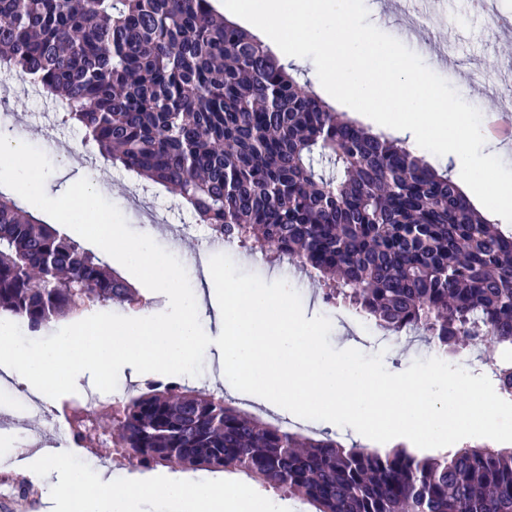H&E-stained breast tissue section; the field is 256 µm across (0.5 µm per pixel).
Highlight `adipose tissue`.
I'll use <instances>...</instances> for the list:
<instances>
[{
  "mask_svg": "<svg viewBox=\"0 0 512 512\" xmlns=\"http://www.w3.org/2000/svg\"><path fill=\"white\" fill-rule=\"evenodd\" d=\"M45 492L60 512H141L142 503L152 500L166 502L176 512H266L264 503L220 481L187 487L133 480L117 488L104 470L92 476L67 470L57 482L47 484Z\"/></svg>",
  "mask_w": 512,
  "mask_h": 512,
  "instance_id": "obj_1",
  "label": "adipose tissue"
}]
</instances>
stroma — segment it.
<instances>
[{
    "mask_svg": "<svg viewBox=\"0 0 512 512\" xmlns=\"http://www.w3.org/2000/svg\"><path fill=\"white\" fill-rule=\"evenodd\" d=\"M368 20L379 30L394 38L402 36L404 14L414 12L412 0H365ZM427 38L446 42L451 65L438 63L432 56H424L425 65L447 80L470 105L481 114L503 108V100L495 94L490 82L512 70V27L488 28L481 15L471 11L467 0H442L438 15L427 16L421 26ZM0 128L9 130L14 138L29 141L41 149L54 166L45 183L48 196L62 195L74 182L80 168L86 167L88 158L96 150L86 143L84 131L78 125L64 121L54 100L40 92L28 91L21 79L0 76ZM74 154L76 163L64 165L60 150ZM102 195L115 204L129 227L138 233L155 231V241L175 255L186 266L192 288H201L204 269L191 266V259L204 252L201 239L186 237L173 239L165 232L168 224L191 220L192 215L183 208L177 195L162 186L140 181L136 174L114 165L107 169ZM237 267L258 275L266 282L292 281L299 293L306 317L326 316L332 323L329 336L333 348H356L367 354L382 353L387 370H406L414 361L425 360L439 354L436 346L427 341L401 335L399 344L381 350L377 333L368 332V319L351 307L325 302L321 285L312 278L291 280L282 267L255 260L252 253L237 247L229 252ZM59 407L60 402L48 397L41 402H27L25 408L11 409L12 424L0 429V462L11 464L17 480L28 486H42L55 479L59 470L77 468L95 474L108 468L115 486H124L138 478L149 482L181 480L200 483L211 479V472L186 470L175 466L157 465L148 469L131 468L124 459L111 458L100 447L76 446L70 439H58L56 433L47 432L37 405ZM221 480L242 489L256 500L269 505L271 512H313L310 505L275 494L235 471H224Z\"/></svg>",
    "mask_w": 512,
    "mask_h": 512,
    "instance_id": "1",
    "label": "stroma"
}]
</instances>
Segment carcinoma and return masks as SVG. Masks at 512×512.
<instances>
[{
  "label": "carcinoma",
  "mask_w": 512,
  "mask_h": 512,
  "mask_svg": "<svg viewBox=\"0 0 512 512\" xmlns=\"http://www.w3.org/2000/svg\"><path fill=\"white\" fill-rule=\"evenodd\" d=\"M0 74L59 98L100 156L179 196L196 221L296 261L375 325L438 347L512 345V233L399 140L302 87L210 0H0ZM135 290L0 194V310L36 334ZM136 469L245 474L315 512H512V449L418 459L277 427L206 389L165 384L91 431Z\"/></svg>",
  "instance_id": "carcinoma-1"
}]
</instances>
